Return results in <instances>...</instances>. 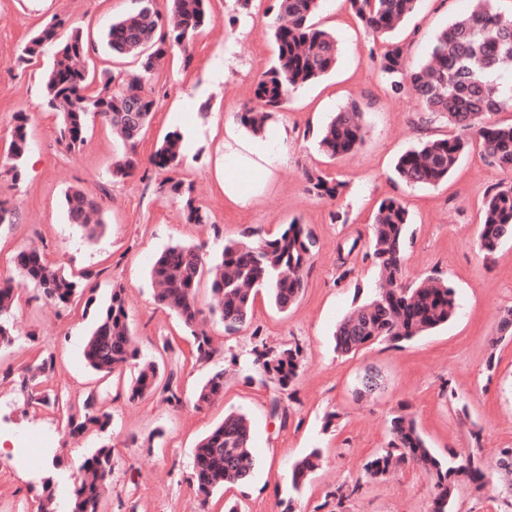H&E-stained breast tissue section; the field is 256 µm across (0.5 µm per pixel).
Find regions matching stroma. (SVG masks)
I'll return each mask as SVG.
<instances>
[{
	"mask_svg": "<svg viewBox=\"0 0 512 512\" xmlns=\"http://www.w3.org/2000/svg\"><path fill=\"white\" fill-rule=\"evenodd\" d=\"M269 5V0H251L243 9L237 0H210L215 22L195 38L192 64L184 65L180 52H171L146 86L157 104L140 154L148 156L173 130L190 141L180 175L193 184L198 203L210 215L209 223L191 224L179 203L158 189L166 171L150 170L145 179L111 177L122 146L101 121L90 126L83 146L65 151L58 141V119L43 104L47 57L17 61L25 42L58 15L80 27L92 43L91 69L136 71L139 60L112 56L101 34L113 18L136 10L139 0H0V157L8 152L14 113L29 114L31 140L24 178L14 186L0 181V197L18 209L16 222L0 227V279L11 275L16 251L34 247L58 267L99 270L98 302L106 301L113 284L124 285L142 354H156L162 341L171 343L164 362L177 370L184 400L177 409L158 395L107 401L112 424L106 437L75 439L58 415L33 413L17 384L0 380V512H37L47 480L56 507L66 512L82 463L104 442L114 448L116 470L102 512H224L230 500L239 502L243 512H315L336 484L362 477L364 463L386 442L389 412L403 401L438 454L467 453L469 429L477 427L481 455L492 474L499 449L512 447V338L500 342L495 371L486 369L499 315L512 307V240L504 241L489 261L477 247L484 191L512 183V174L488 164L474 148L438 186H409L397 178L394 165L402 153L422 140L447 137L451 129L440 120L424 121L414 91L390 93L375 60L382 44L356 23L347 0H322L317 16L322 27L336 33L335 69L292 94L270 124L266 159L243 152L249 133L236 115L253 104L256 80L274 56ZM467 7V0H419L396 33L409 62L426 58L434 33ZM353 102L364 107V142L350 155L329 159L318 147L320 132L335 112ZM228 154L240 157L237 192L224 187ZM307 169L342 182V194L333 201L308 194L302 180ZM71 186L85 188L102 205L107 227L96 241L66 220L62 198ZM388 197L400 199L411 218L405 280L431 276L448 282L456 291L457 312L448 324L414 340L341 356L333 349L332 334L376 285L378 269L368 255L370 224L374 209ZM293 220L307 225L318 240L304 292L285 312L258 296L250 326L234 336H225L219 322H208L222 350L224 395L209 408L195 410L193 394L210 367L193 359L187 329L155 302L152 262L175 241L211 247L246 233L272 235ZM343 261L354 272L342 281L338 266ZM89 324L81 306H55L23 290L14 321L16 342L0 354V373L20 371L39 354H53V387L79 404L99 384L82 356ZM256 329L269 345L296 343L303 349L296 396L282 401V419L270 413L274 387L245 382L232 362L246 357ZM370 369L379 386L364 396L360 381ZM230 410L245 414L252 425L255 466L246 482L205 500L192 486L194 447ZM332 411L338 417L328 428L324 417ZM32 431L52 435L62 466L53 467L47 456L33 468L10 459L14 435ZM314 447L322 448L323 462L303 495L293 496L291 466ZM430 505L427 480L407 467L390 480L366 484L349 512H429Z\"/></svg>",
	"mask_w": 512,
	"mask_h": 512,
	"instance_id": "35a3bbf8",
	"label": "stroma"
}]
</instances>
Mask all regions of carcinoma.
I'll return each mask as SVG.
<instances>
[{
	"label": "carcinoma",
	"mask_w": 512,
	"mask_h": 512,
	"mask_svg": "<svg viewBox=\"0 0 512 512\" xmlns=\"http://www.w3.org/2000/svg\"><path fill=\"white\" fill-rule=\"evenodd\" d=\"M354 17L385 51L378 67L389 83L390 92L415 91L422 111L457 130L447 138L420 142L403 153L395 164L398 176L410 185L435 186L448 180L460 158L478 141L483 156L501 170L512 172V124L491 121V115L512 108V87L497 82L502 65L512 60V15L497 11L493 0H477L472 9L456 18L433 38L428 59L411 66L404 47L392 34L415 11L419 0H348ZM274 17L268 25L276 47L275 59L259 75L254 89V104L238 113L241 126L252 134L263 132L275 114L282 111L298 88L328 75L336 67L338 41L335 34L314 22L320 0H275ZM213 21L209 0H142V6L114 20L104 31V41L114 56L140 59L137 72L89 69V46L83 31L70 30L58 40L65 21L53 17L21 48L18 60L28 63L52 52V62L44 73L43 101L59 116V141L72 151L85 142L89 120L98 118L108 125L123 146L112 162L111 175L127 178L142 163L138 148L152 120L156 99L144 92L162 60L174 48L183 52L184 66L193 60L190 45L197 34ZM138 104L140 120H127V109ZM24 112L14 116L8 154L0 161V178L16 185L24 173L30 149ZM363 113L356 104L337 112L320 134L319 146L331 158L357 149L364 141ZM181 133L169 132L148 158L155 168L170 172L159 184L165 195L180 202L187 221L209 223V215L193 196V187L178 177L183 166ZM306 191L324 200H335L343 184L317 172L304 174ZM63 205L68 223L82 229L88 240L100 237L106 228L101 206L81 187L64 191ZM410 224L404 204L393 197L380 202L373 216L369 255L379 269V286L366 301L354 306L338 323L333 334L334 350L351 355L375 343H398L445 325L455 315V290L447 282L422 278L408 284L403 278L405 231ZM512 226V184L488 189L482 205V222L477 242L489 261L503 239V226ZM317 248V239L305 224L293 221L271 237L245 235L227 239L217 250L203 245L175 242L154 261L150 275L155 285L154 300L175 313L189 329L196 361L210 363L220 356L207 330L200 325L203 309L198 288L210 280L214 304L211 317L224 328V334H237L251 319L256 295L264 290L279 311L285 312L306 287L305 276ZM14 276L0 281V351L14 343V309L20 291L32 288L39 298L65 307L86 297L85 313L92 314L93 326L85 341L83 356L88 367L107 383V390L88 392L75 406L66 394L45 388L54 373L53 356L42 357L26 366L19 375L25 403L34 410L49 408L58 412L69 433L83 437L102 434L111 425L112 415L104 406V394L113 399L143 400L159 394L178 408L182 405L179 377L158 360L141 355L133 334L125 301V288L112 285L108 303L95 305L91 282L100 272L84 269L69 273L50 264L35 248H23L12 258ZM498 336L490 340L486 369H495L499 342L512 336V309L500 314ZM253 346L243 361L248 382L259 379L274 385L278 392L293 398V383L299 373L303 350L299 344L271 347L252 333ZM120 390L112 392V386ZM224 393V368L215 366L195 395L200 409ZM388 441L363 466L367 478L382 481L403 466L420 470L431 486L430 512H455L460 490L469 487L480 492L489 484L478 455L481 432L470 431L475 447L462 457L452 454L440 458L428 447L417 430L409 405L401 404L390 412ZM253 432L248 418L230 411L224 420L204 435L193 454L194 482L207 495L227 485L244 482L254 467ZM322 463L319 449L294 462L292 487L299 491ZM112 447L103 443L87 457L82 476L74 485L70 512H99L105 490L114 473ZM364 483H340L325 495L334 503L331 512H347V504L359 496ZM500 512H512V482L492 486Z\"/></svg>",
	"instance_id": "1"
}]
</instances>
